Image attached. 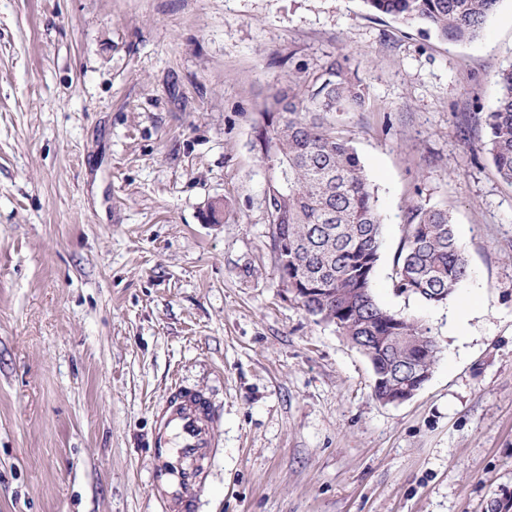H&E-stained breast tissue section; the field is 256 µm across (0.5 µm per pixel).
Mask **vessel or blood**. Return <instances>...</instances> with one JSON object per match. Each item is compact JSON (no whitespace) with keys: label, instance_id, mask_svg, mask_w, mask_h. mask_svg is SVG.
I'll list each match as a JSON object with an SVG mask.
<instances>
[{"label":"vessel or blood","instance_id":"1","mask_svg":"<svg viewBox=\"0 0 512 512\" xmlns=\"http://www.w3.org/2000/svg\"><path fill=\"white\" fill-rule=\"evenodd\" d=\"M216 414L201 390L175 385L153 414L150 479L165 512H193L214 447Z\"/></svg>","mask_w":512,"mask_h":512}]
</instances>
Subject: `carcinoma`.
<instances>
[{"mask_svg":"<svg viewBox=\"0 0 512 512\" xmlns=\"http://www.w3.org/2000/svg\"><path fill=\"white\" fill-rule=\"evenodd\" d=\"M364 3L376 14L460 42L480 35L499 0ZM497 85L484 123L492 162L512 184V66L498 74ZM368 104L359 70L329 59L265 100L251 123L259 131L251 146L267 166L264 202L280 277L296 281L294 297L310 316L375 359L373 392L381 400L406 386L420 390L422 384L411 380L413 368L433 369L440 345L421 320L389 311L372 291L383 224L375 186L351 140L328 120ZM406 226L395 290L439 304L470 274L453 219L445 207L416 205L407 211Z\"/></svg>","mask_w":512,"mask_h":512,"instance_id":"carcinoma-1","label":"carcinoma"}]
</instances>
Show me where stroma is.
Masks as SVG:
<instances>
[{
  "label": "stroma",
  "mask_w": 512,
  "mask_h": 512,
  "mask_svg": "<svg viewBox=\"0 0 512 512\" xmlns=\"http://www.w3.org/2000/svg\"><path fill=\"white\" fill-rule=\"evenodd\" d=\"M331 56L371 101L334 118L384 217L373 293L441 345L401 403L283 285L250 145ZM511 64L512 0L458 43L363 0H0V512H162L177 383L219 414L196 512H512V185L483 122ZM417 204L469 260L439 305L393 287Z\"/></svg>",
  "instance_id": "1"
}]
</instances>
